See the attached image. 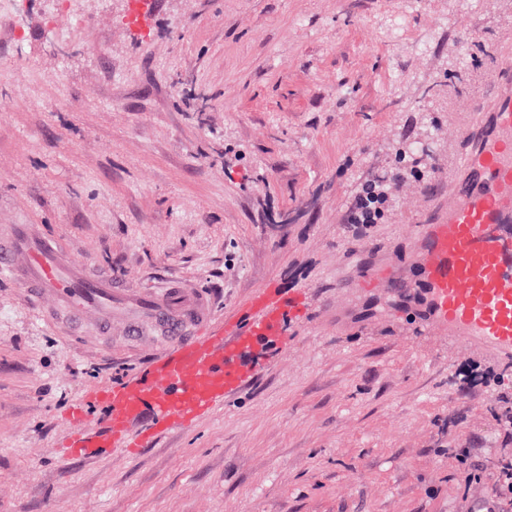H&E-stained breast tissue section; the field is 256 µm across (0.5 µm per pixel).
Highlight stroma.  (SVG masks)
I'll return each instance as SVG.
<instances>
[{
	"label": "stroma",
	"instance_id": "1",
	"mask_svg": "<svg viewBox=\"0 0 512 512\" xmlns=\"http://www.w3.org/2000/svg\"><path fill=\"white\" fill-rule=\"evenodd\" d=\"M132 3L0 0V224L132 288H201L220 318L269 282L304 311L192 428L63 461L64 412L134 375L153 339L51 328L0 276V512L478 506L512 457L495 419L512 370L422 334L412 241L512 56V0H147L143 31ZM422 138L424 178L351 238L363 178ZM470 359L503 374L465 396Z\"/></svg>",
	"mask_w": 512,
	"mask_h": 512
}]
</instances>
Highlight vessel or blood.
<instances>
[{"mask_svg":"<svg viewBox=\"0 0 512 512\" xmlns=\"http://www.w3.org/2000/svg\"><path fill=\"white\" fill-rule=\"evenodd\" d=\"M493 120L466 129L473 150L448 172V208L415 238L426 295V326L464 343L512 355V63L499 60ZM0 274L10 275L48 320L79 326L121 321L129 335L163 336L150 365L123 383H105L69 408L67 453L140 452L151 438L191 427L249 379L248 358L282 335L297 308L275 285L257 289L223 325L208 294L193 287L141 290L113 284L66 255L27 224L0 226ZM101 406L102 430L87 413Z\"/></svg>","mask_w":512,"mask_h":512,"instance_id":"b4317fda","label":"vessel or blood"}]
</instances>
